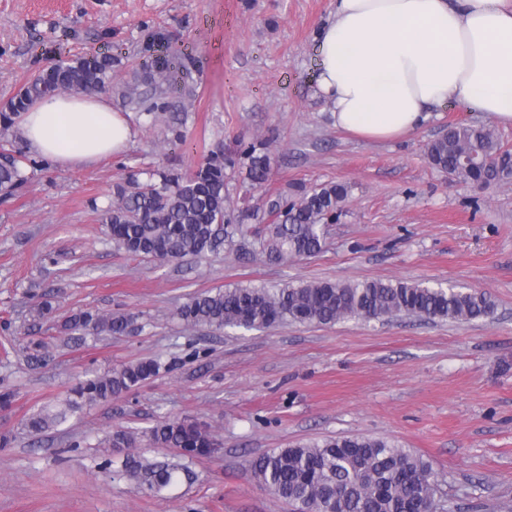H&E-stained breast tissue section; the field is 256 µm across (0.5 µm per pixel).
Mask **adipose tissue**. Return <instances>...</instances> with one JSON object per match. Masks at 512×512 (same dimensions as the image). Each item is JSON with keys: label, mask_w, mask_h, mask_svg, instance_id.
Returning <instances> with one entry per match:
<instances>
[{"label": "adipose tissue", "mask_w": 512, "mask_h": 512, "mask_svg": "<svg viewBox=\"0 0 512 512\" xmlns=\"http://www.w3.org/2000/svg\"><path fill=\"white\" fill-rule=\"evenodd\" d=\"M318 35L317 92L359 139L401 138L432 108L474 106L512 125V0H335ZM27 150L61 167L122 153L132 130L106 94L51 95L17 121Z\"/></svg>", "instance_id": "ef3b65f1"}]
</instances>
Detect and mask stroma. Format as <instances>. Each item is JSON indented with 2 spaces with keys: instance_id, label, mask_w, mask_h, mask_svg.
Here are the masks:
<instances>
[{
  "instance_id": "35a3bbf8",
  "label": "stroma",
  "mask_w": 512,
  "mask_h": 512,
  "mask_svg": "<svg viewBox=\"0 0 512 512\" xmlns=\"http://www.w3.org/2000/svg\"><path fill=\"white\" fill-rule=\"evenodd\" d=\"M334 0H0V104L58 56L108 52L113 109L126 116L125 152L86 168L47 166L0 198V512H291L254 478L251 458L330 436L383 437L429 461L438 512H512V182H450L427 145L452 122L481 124L512 149V127L453 104L416 132L360 140L334 125L315 96V35ZM161 28L194 57L195 93L169 95L157 120L121 91ZM183 140H173L171 127ZM265 142L272 174L252 187L226 180L227 207L252 206L263 229L273 200L298 188L345 184L348 196L313 256L269 260L254 237L203 260H147L112 243L99 221L129 174L195 169L237 140ZM425 281L486 293L488 319L390 317L287 322L263 331L185 328L174 310L238 285ZM51 315L40 316L42 301ZM133 313L124 336L66 341L80 310ZM160 373L42 435L26 422L85 372L147 358ZM204 423L219 446L195 460L193 482L160 499L114 475L102 441L160 416Z\"/></svg>"
}]
</instances>
